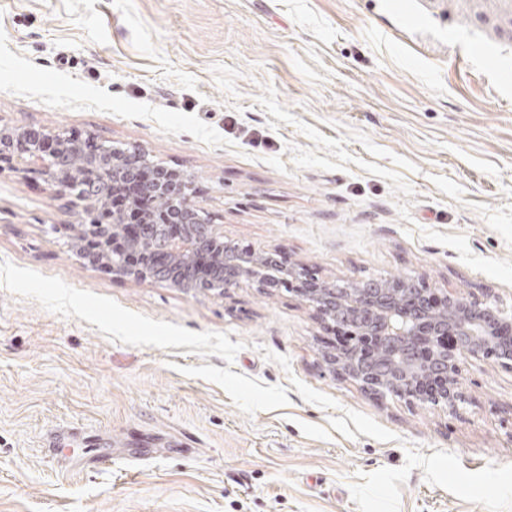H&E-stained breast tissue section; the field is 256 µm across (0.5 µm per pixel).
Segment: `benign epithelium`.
<instances>
[{
    "label": "benign epithelium",
    "instance_id": "obj_1",
    "mask_svg": "<svg viewBox=\"0 0 512 512\" xmlns=\"http://www.w3.org/2000/svg\"><path fill=\"white\" fill-rule=\"evenodd\" d=\"M35 133L32 144L15 148L13 134L1 130L0 163H35L55 194L69 192L87 216L96 214L107 196L97 184L96 167L85 168L86 184L73 183L58 164L64 135L43 129ZM145 192L170 202L169 220L162 229L151 233L141 224L128 230L136 240L147 235L145 244L154 254L156 270L163 272L169 264L195 255L218 257L224 235L214 224H199L204 216L191 198L173 203L159 180L145 186ZM242 281L263 291L284 288L314 307L324 321L347 331L349 343L341 357L328 352L324 362L330 372L376 398L391 395L455 410L466 401L460 387L463 354L481 355L512 369V333H503L512 330V313L473 297L444 296L442 304L434 305L427 290L412 295L394 281L378 288H363L355 281L312 285L303 268L282 266L267 253L252 250L224 257L214 293L222 295Z\"/></svg>",
    "mask_w": 512,
    "mask_h": 512
}]
</instances>
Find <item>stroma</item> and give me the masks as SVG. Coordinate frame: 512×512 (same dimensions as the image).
<instances>
[{"mask_svg": "<svg viewBox=\"0 0 512 512\" xmlns=\"http://www.w3.org/2000/svg\"><path fill=\"white\" fill-rule=\"evenodd\" d=\"M500 64L512 0H0V129L140 148L313 279L510 309ZM84 220L0 169V512H512L511 370L463 355L455 411L372 398L294 294L84 263ZM191 269H192L191 263L183 262V263L179 264L178 266L174 267L173 270L171 271V273L167 277L159 278V277L155 276L154 274H152L151 278L155 279L156 281L167 283L168 285H170L172 287L175 284H177V285H181V286H184V287H187L190 289L197 288L198 290L203 291L206 287V283L202 282L200 280L196 282L193 278L192 271L189 275L182 277L181 270H191ZM193 281H194V283H190Z\"/></svg>", "mask_w": 512, "mask_h": 512, "instance_id": "35a3bbf8", "label": "stroma"}]
</instances>
